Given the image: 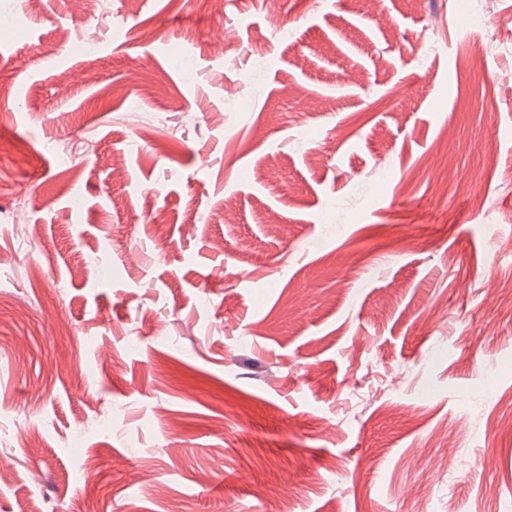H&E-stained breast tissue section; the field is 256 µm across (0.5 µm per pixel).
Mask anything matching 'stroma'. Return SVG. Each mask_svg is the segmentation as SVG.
Wrapping results in <instances>:
<instances>
[{"mask_svg": "<svg viewBox=\"0 0 512 512\" xmlns=\"http://www.w3.org/2000/svg\"><path fill=\"white\" fill-rule=\"evenodd\" d=\"M0 81V512H512V0H0Z\"/></svg>", "mask_w": 512, "mask_h": 512, "instance_id": "35a3bbf8", "label": "stroma"}]
</instances>
